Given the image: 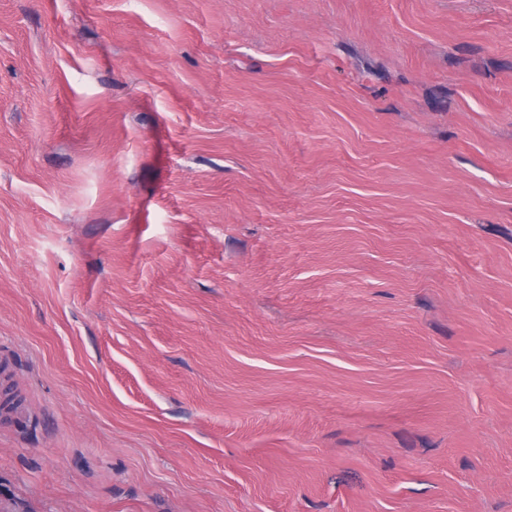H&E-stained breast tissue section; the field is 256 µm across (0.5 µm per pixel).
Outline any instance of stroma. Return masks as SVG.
Segmentation results:
<instances>
[{
    "label": "stroma",
    "mask_w": 512,
    "mask_h": 512,
    "mask_svg": "<svg viewBox=\"0 0 512 512\" xmlns=\"http://www.w3.org/2000/svg\"><path fill=\"white\" fill-rule=\"evenodd\" d=\"M0 512H512V0H0Z\"/></svg>",
    "instance_id": "obj_1"
}]
</instances>
